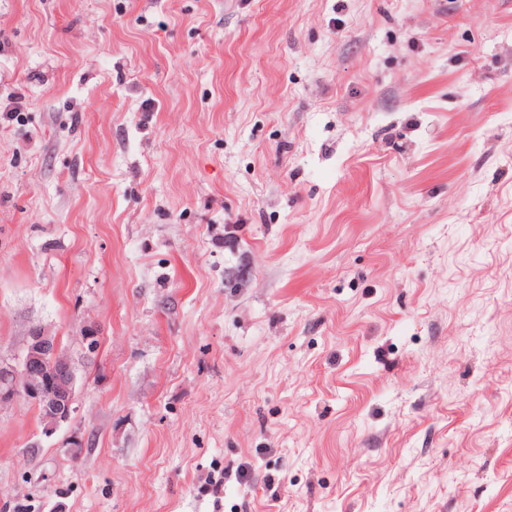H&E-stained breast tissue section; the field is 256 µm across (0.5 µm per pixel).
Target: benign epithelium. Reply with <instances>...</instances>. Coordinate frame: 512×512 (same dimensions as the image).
Returning <instances> with one entry per match:
<instances>
[{
    "instance_id": "1",
    "label": "benign epithelium",
    "mask_w": 512,
    "mask_h": 512,
    "mask_svg": "<svg viewBox=\"0 0 512 512\" xmlns=\"http://www.w3.org/2000/svg\"><path fill=\"white\" fill-rule=\"evenodd\" d=\"M77 382L59 340L39 328L30 331L20 363L0 358V405L25 399L37 409L46 436L71 421Z\"/></svg>"
}]
</instances>
